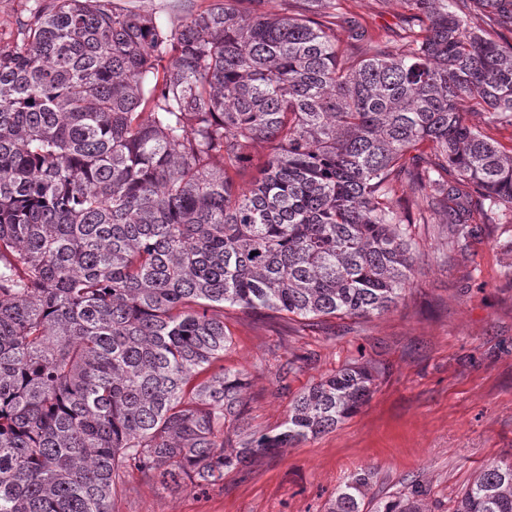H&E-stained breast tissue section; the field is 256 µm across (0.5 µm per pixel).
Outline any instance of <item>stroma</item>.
<instances>
[{
  "mask_svg": "<svg viewBox=\"0 0 512 512\" xmlns=\"http://www.w3.org/2000/svg\"><path fill=\"white\" fill-rule=\"evenodd\" d=\"M414 235L412 285L386 313L302 321L224 310V366L248 377L253 426L280 427L295 395L364 362L378 380L356 415L204 490L162 491L131 473L114 512H326L360 471L371 499L416 484L430 512H451L480 472L512 462V223L483 225L464 251L444 224Z\"/></svg>",
  "mask_w": 512,
  "mask_h": 512,
  "instance_id": "obj_1",
  "label": "stroma"
}]
</instances>
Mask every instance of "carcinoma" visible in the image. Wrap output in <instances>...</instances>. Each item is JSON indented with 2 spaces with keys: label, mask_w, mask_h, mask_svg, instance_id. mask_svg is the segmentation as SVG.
Here are the masks:
<instances>
[{
  "label": "carcinoma",
  "mask_w": 512,
  "mask_h": 512,
  "mask_svg": "<svg viewBox=\"0 0 512 512\" xmlns=\"http://www.w3.org/2000/svg\"><path fill=\"white\" fill-rule=\"evenodd\" d=\"M259 2L35 0L0 42V512H112L130 470L211 484L336 429L377 373L347 364L260 430L243 374L211 372L224 306L380 315L412 284L413 225L465 250L512 213V0H401L378 36L347 0ZM370 476L327 512H363ZM453 512H512V464Z\"/></svg>",
  "instance_id": "obj_1"
}]
</instances>
